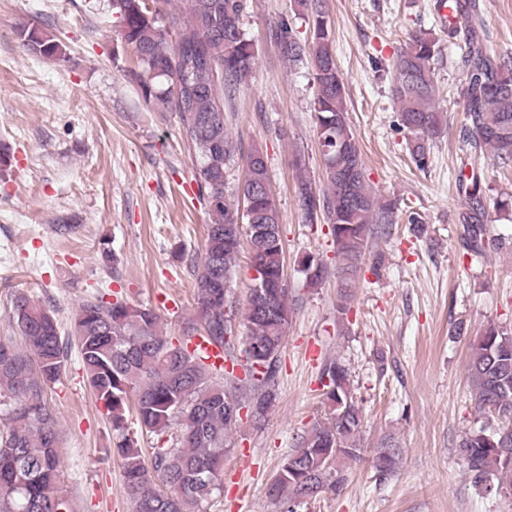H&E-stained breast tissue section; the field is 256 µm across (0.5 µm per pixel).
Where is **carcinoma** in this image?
<instances>
[{
  "label": "carcinoma",
  "instance_id": "obj_1",
  "mask_svg": "<svg viewBox=\"0 0 512 512\" xmlns=\"http://www.w3.org/2000/svg\"><path fill=\"white\" fill-rule=\"evenodd\" d=\"M111 0L122 40L135 52L139 96L156 112L178 118L181 139L194 158L198 200L210 217L204 244L190 259L195 281L192 314L177 340L158 329L159 316L141 304L118 299H86L77 308L67 339H62L53 307L25 293L12 294L13 320L22 344L0 339V512H74L73 499L59 488V430L45 393L65 371L75 344L89 387L112 425L114 452L123 473L132 512H201L223 492L224 455L230 432L241 416L230 405L249 409L259 423L277 397L279 354L295 301L280 285L285 256L281 212L269 187L263 152L245 158V178L228 187L234 147L224 123V98L246 84L255 65L252 40L242 26L246 0ZM319 0H296L308 21L301 42L288 22L276 26L282 56L313 68L315 128L323 156L324 187L312 182L304 151L296 150L297 193L305 223L328 224L335 253L336 310L348 318L353 288L377 226L397 223V205L377 195L348 117V93L336 64L333 40ZM461 22L448 28L458 42L459 65L466 71L460 96L468 124L462 142L485 150L502 165L512 164V60L492 52L484 39L480 0H460ZM22 47L47 58L65 56L63 45L35 26L17 30ZM441 50L425 29L411 33L393 63L392 98L407 131L409 151L425 168L430 145L441 134L444 113L436 106L435 61ZM465 211L459 216L463 239L474 254L486 247V211L480 175H458ZM250 267L264 272V300L247 295L243 311L229 301V282L243 243ZM307 285L328 277L327 266L312 256L301 261ZM244 333L235 334L237 320ZM201 337L227 353L241 344L244 378L229 379L190 347ZM469 374L482 424L459 447L468 472L486 490L512 493V329L489 324L473 346ZM329 407L325 422L300 436L283 459L267 495L279 512H297L319 494L337 491L345 481L337 462L361 459L362 409L349 369L338 362L323 368ZM135 412L141 431L172 439L155 447L151 461L129 432ZM398 449H377L372 467L387 478L395 472Z\"/></svg>",
  "mask_w": 512,
  "mask_h": 512
}]
</instances>
